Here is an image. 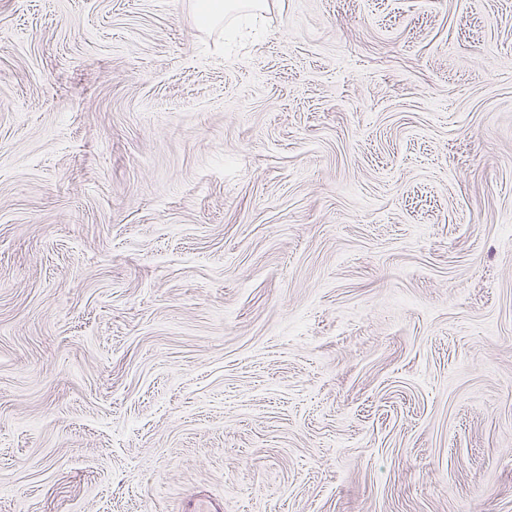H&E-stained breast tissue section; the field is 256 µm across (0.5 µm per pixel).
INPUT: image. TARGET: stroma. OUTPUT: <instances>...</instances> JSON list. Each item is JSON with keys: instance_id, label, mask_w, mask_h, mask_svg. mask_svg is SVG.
<instances>
[{"instance_id": "1", "label": "stroma", "mask_w": 512, "mask_h": 512, "mask_svg": "<svg viewBox=\"0 0 512 512\" xmlns=\"http://www.w3.org/2000/svg\"><path fill=\"white\" fill-rule=\"evenodd\" d=\"M512 512V0H0V512Z\"/></svg>"}]
</instances>
